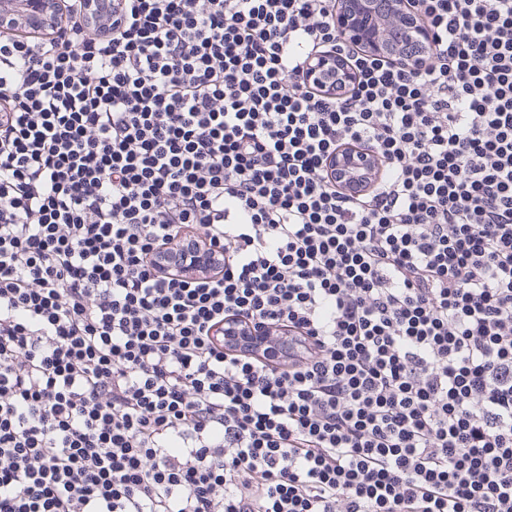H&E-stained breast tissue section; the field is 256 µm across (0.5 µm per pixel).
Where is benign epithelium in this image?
Wrapping results in <instances>:
<instances>
[{"instance_id":"1","label":"benign epithelium","mask_w":512,"mask_h":512,"mask_svg":"<svg viewBox=\"0 0 512 512\" xmlns=\"http://www.w3.org/2000/svg\"><path fill=\"white\" fill-rule=\"evenodd\" d=\"M379 0H342V10L336 16L338 39L347 43H361L377 50L392 45V30L387 24H379L380 13L375 8ZM388 11L398 17L396 29L401 38L411 44L425 46L431 34L415 18L414 14L401 9V0H389ZM59 18V0H0V32L14 34L21 29L35 33L52 30ZM309 73L323 81L336 75V81L346 82L347 71L340 63L327 55L317 58L309 66ZM373 158L366 153L344 154L336 157V174L346 180L360 170L371 167Z\"/></svg>"}]
</instances>
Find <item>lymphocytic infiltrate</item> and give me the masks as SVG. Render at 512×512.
Instances as JSON below:
<instances>
[{"label":"lymphocytic infiltrate","instance_id":"lymphocytic-infiltrate-1","mask_svg":"<svg viewBox=\"0 0 512 512\" xmlns=\"http://www.w3.org/2000/svg\"><path fill=\"white\" fill-rule=\"evenodd\" d=\"M407 2L412 64L339 0L0 36V512H512V0ZM380 0H342V10L336 16L338 39L347 43L369 45L379 51L392 45L391 27L379 24L381 15L374 5ZM309 73L312 74L317 81H324L329 75L336 73V81L345 83L349 78L347 71L340 63L334 62L328 55H322L317 58L314 65H309ZM373 163V158L367 153L338 155L334 162V169L342 181L355 177L360 170H368Z\"/></svg>","mask_w":512,"mask_h":512}]
</instances>
